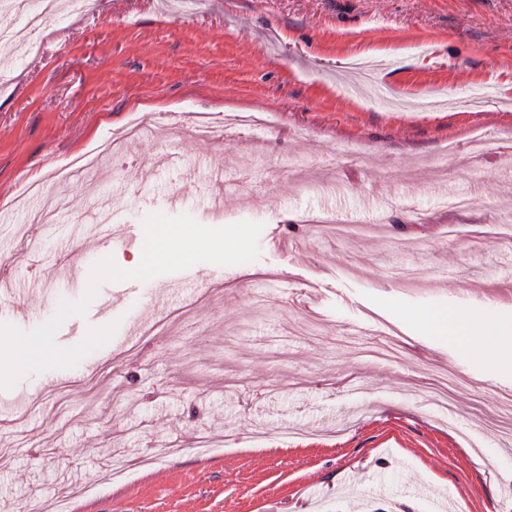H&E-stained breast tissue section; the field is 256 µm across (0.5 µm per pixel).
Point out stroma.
I'll return each instance as SVG.
<instances>
[{"instance_id":"obj_1","label":"stroma","mask_w":512,"mask_h":512,"mask_svg":"<svg viewBox=\"0 0 512 512\" xmlns=\"http://www.w3.org/2000/svg\"><path fill=\"white\" fill-rule=\"evenodd\" d=\"M264 122L203 139L183 113ZM155 131L85 177L57 169L132 114ZM498 142L476 154L474 141ZM58 204L31 227L33 174ZM0 323L76 300L151 213L261 223L255 261L100 286L88 327L153 321L70 368L0 390V512L71 486L96 512H512V431L488 371L411 314L512 306V0H101L0 43ZM335 213L338 223H318ZM130 238L106 247L101 226ZM393 343L394 363L370 348ZM447 372L448 408L430 383ZM307 439H283V428ZM212 439L209 455L188 436ZM176 453H168L169 445ZM153 455L155 462L140 460ZM132 463L99 482L114 460Z\"/></svg>"}]
</instances>
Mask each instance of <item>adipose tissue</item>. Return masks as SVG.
Instances as JSON below:
<instances>
[{"mask_svg":"<svg viewBox=\"0 0 512 512\" xmlns=\"http://www.w3.org/2000/svg\"><path fill=\"white\" fill-rule=\"evenodd\" d=\"M415 320L431 333L446 336L464 331L469 335L468 350L490 368H498L505 356H512V308L500 305L492 316L476 320L464 311L418 312Z\"/></svg>","mask_w":512,"mask_h":512,"instance_id":"1","label":"adipose tissue"}]
</instances>
